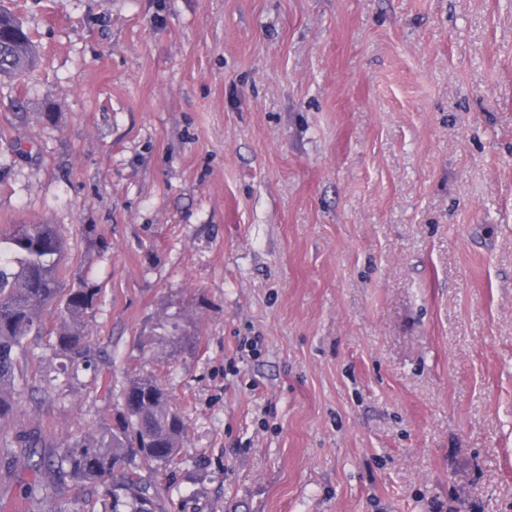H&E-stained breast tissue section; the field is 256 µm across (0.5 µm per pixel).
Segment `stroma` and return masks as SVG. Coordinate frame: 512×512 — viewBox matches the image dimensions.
I'll list each match as a JSON object with an SVG mask.
<instances>
[{
	"label": "stroma",
	"mask_w": 512,
	"mask_h": 512,
	"mask_svg": "<svg viewBox=\"0 0 512 512\" xmlns=\"http://www.w3.org/2000/svg\"><path fill=\"white\" fill-rule=\"evenodd\" d=\"M0 1L40 52L0 229L57 225L111 398L185 417L161 512H512V0ZM109 400L45 380L0 435ZM191 333L184 324L181 312L164 315L155 325L151 336L143 341L144 346L165 345L182 348L189 345Z\"/></svg>",
	"instance_id": "1"
}]
</instances>
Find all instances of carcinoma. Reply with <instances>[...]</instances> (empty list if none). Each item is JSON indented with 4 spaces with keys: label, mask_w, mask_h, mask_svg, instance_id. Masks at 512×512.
Returning a JSON list of instances; mask_svg holds the SVG:
<instances>
[{
    "label": "carcinoma",
    "mask_w": 512,
    "mask_h": 512,
    "mask_svg": "<svg viewBox=\"0 0 512 512\" xmlns=\"http://www.w3.org/2000/svg\"><path fill=\"white\" fill-rule=\"evenodd\" d=\"M37 55L23 24L0 8V77H21L35 67ZM65 242L55 224H11L0 230V421L20 407L21 390L29 380L21 357L31 336L48 337L47 346L59 359L53 379L70 386L91 369L94 354L85 320L95 310L101 287L88 278L67 285L63 265ZM57 305L63 321L47 329L45 311ZM191 333L181 313L164 315L146 337V346L183 347ZM186 423L170 404L164 388L150 375H139L121 393L116 417L77 432L57 451L42 425L23 428L0 440L3 454L27 449L25 467L35 478L22 486L30 512H70L66 487L90 485L103 489L111 512H146L161 507L163 488L142 475V466L162 467L180 451Z\"/></svg>",
    "instance_id": "1"
}]
</instances>
